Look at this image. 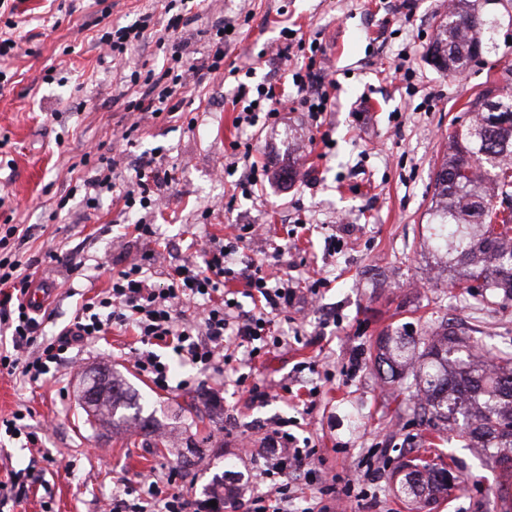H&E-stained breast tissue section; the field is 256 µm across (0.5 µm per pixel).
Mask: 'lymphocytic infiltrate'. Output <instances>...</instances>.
<instances>
[{
    "mask_svg": "<svg viewBox=\"0 0 512 512\" xmlns=\"http://www.w3.org/2000/svg\"><path fill=\"white\" fill-rule=\"evenodd\" d=\"M215 36L211 53L189 65L187 73L174 75L166 83L146 75L148 90L131 104V111L159 117L170 111L172 101L188 81L200 84L219 72L224 62V33L219 30ZM291 79L296 90L292 96L263 83L254 87L238 84L233 96L234 103L242 107L237 124L265 128L277 125L281 112L292 103L308 111L313 123H320L325 113L332 111L336 99L327 89L316 59H309L304 69L292 73ZM158 183L159 172L153 161H142L135 171L134 188L124 195L126 207H141L146 216L161 210L164 199L154 190ZM146 216L134 229L148 236L152 225ZM256 230V225L242 224L234 226L224 239H208L202 261L172 265L164 288L151 282L144 262L128 264L113 277L103 297L83 304L72 328L51 340L41 338L40 323L24 302L32 284L27 265L18 259L0 258V326L10 330L12 336L11 350L0 353V374L38 381L59 364L72 342L95 339L110 325L132 328L146 342V349L133 350V363L160 386L165 385L169 372L168 364L162 363L155 352L160 345L173 348L181 361L219 375L224 372L230 343L243 342L244 361L254 360L272 318L287 313L296 299V289L287 274L240 259L241 244ZM234 280L243 282L253 299L250 312H242L225 298L224 286ZM258 453L266 462L258 476L269 479L270 486L265 499L251 501L249 512H288L289 489L282 479L291 471L311 470L315 449L298 447L288 431L275 426L266 432ZM138 492V498L132 501L113 497L112 512H147V501L156 498L161 499L163 512H198L197 501L176 483L163 489L158 482L143 481Z\"/></svg>",
    "mask_w": 512,
    "mask_h": 512,
    "instance_id": "obj_1",
    "label": "lymphocytic infiltrate"
}]
</instances>
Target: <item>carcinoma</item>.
Instances as JSON below:
<instances>
[{"instance_id": "1", "label": "carcinoma", "mask_w": 512, "mask_h": 512, "mask_svg": "<svg viewBox=\"0 0 512 512\" xmlns=\"http://www.w3.org/2000/svg\"><path fill=\"white\" fill-rule=\"evenodd\" d=\"M512 24V0H455L443 13L430 45L433 64L461 72L478 52L493 44L502 19ZM504 85L479 93L469 104L472 119L448 142V156L435 173L434 205L427 224L432 250L444 266L458 272L451 279L459 296L475 287L502 301H512V70ZM375 362L390 379L416 389L414 414L440 432L466 422L469 441L489 453L506 480L512 463L500 455L512 449V351L477 353L471 337L450 321L428 338L406 332L382 336ZM97 404L106 423L131 418L123 383L99 378ZM398 496L427 503L448 490L454 477L444 468L413 460L396 469Z\"/></svg>"}]
</instances>
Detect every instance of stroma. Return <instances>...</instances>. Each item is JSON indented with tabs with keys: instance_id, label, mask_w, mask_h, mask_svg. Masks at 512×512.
<instances>
[{
	"instance_id": "stroma-1",
	"label": "stroma",
	"mask_w": 512,
	"mask_h": 512,
	"mask_svg": "<svg viewBox=\"0 0 512 512\" xmlns=\"http://www.w3.org/2000/svg\"><path fill=\"white\" fill-rule=\"evenodd\" d=\"M444 2L194 0L189 23L170 30L163 0H15L20 49L0 63L10 77L0 90V225L33 228L23 248L32 278L54 286L38 315L43 337L71 327L77 308L128 262L159 253L151 271L166 286L170 262L199 259L202 243L234 224L259 225L242 259L287 272L297 299L275 323L284 343L265 346L230 379L201 374L163 348L170 370L167 387H158L130 359L134 330L115 325L72 343L43 381L0 375V419L22 411L41 437L29 448L0 441V480L13 470L35 477L22 502L0 512H100L138 475L162 482L174 471L200 512H245L267 487L250 480L256 463L241 443L259 441L281 421L318 456V480L289 476L290 512H316L322 486L347 482L356 493L346 512H500L498 469L455 435L429 446L430 429L398 405L397 384L383 382L374 363L379 336H426L450 317L480 344H512V301L458 300L423 241L449 136L467 123L469 101L512 68V25H505L481 62L460 74L436 69L427 51ZM145 13L155 34L110 63L96 43L100 26ZM227 20L237 27L224 43L223 70L206 88L187 90L177 111L143 115L130 131L127 104L145 90L131 84V72L170 67L173 43H183L187 57L206 56ZM285 26L319 42L336 106L319 128L299 108L272 130L236 126L239 81L278 85L285 70L307 61L295 47L281 55ZM399 64L410 79L393 78ZM235 141L250 144L253 160L271 170L260 199L236 198V176L222 173ZM92 147L114 159L117 178L89 207L74 190L91 174L81 158ZM144 158L167 175L166 207L154 215L152 235L136 238L127 228L140 213L122 196ZM291 167L292 182L284 178ZM50 245L57 259L45 257ZM98 369L123 380L144 425L93 423L81 391ZM437 456L455 485L411 509L394 490L393 472L403 461ZM62 460L69 472H59ZM236 472L238 500L211 505L213 476Z\"/></svg>"
}]
</instances>
